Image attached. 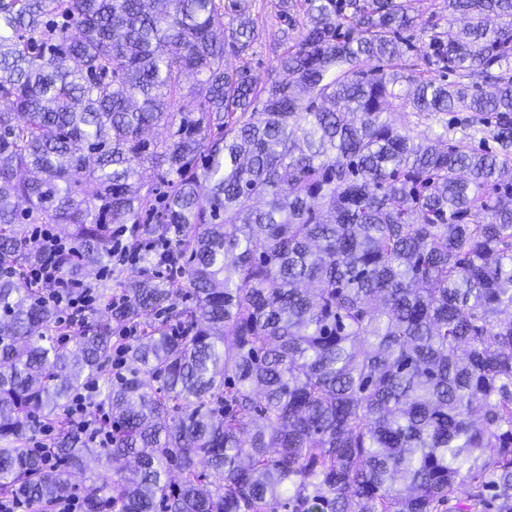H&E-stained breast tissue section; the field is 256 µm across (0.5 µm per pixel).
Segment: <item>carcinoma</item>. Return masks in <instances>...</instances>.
<instances>
[{"mask_svg":"<svg viewBox=\"0 0 512 512\" xmlns=\"http://www.w3.org/2000/svg\"><path fill=\"white\" fill-rule=\"evenodd\" d=\"M277 8L289 79L260 87L225 63L249 0H0V495L52 509L93 452L83 394L114 471L86 512H512V167L384 118L511 114L512 0H448L466 28L419 47L404 0ZM33 224L72 227L55 265L81 280L123 228L106 314L60 323ZM399 63L402 64V67L406 66V68H409V67L413 68L414 75H416V76L436 78L437 80H444L445 82H448V83H462V84L470 85L469 84L470 80L468 79V77H463L462 75H460L458 73H448V72H440V71L430 70L422 63L421 60H419L413 54V52H408L403 57L401 62H399ZM412 64H417L418 66H408V65H412ZM443 76H445V77L443 78Z\"/></svg>","mask_w":512,"mask_h":512,"instance_id":"obj_1","label":"carcinoma"}]
</instances>
